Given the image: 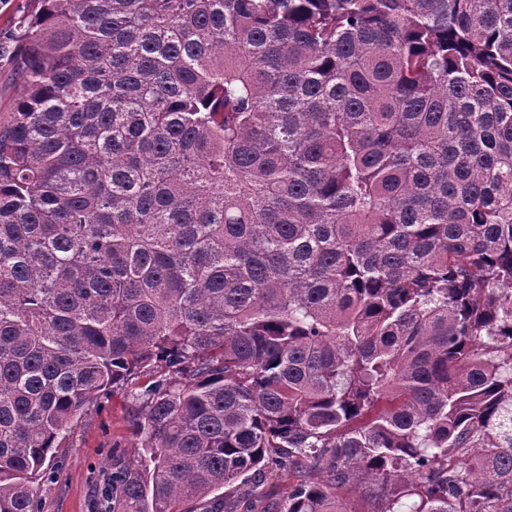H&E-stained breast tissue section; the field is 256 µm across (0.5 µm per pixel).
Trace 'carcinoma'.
Instances as JSON below:
<instances>
[{
    "label": "carcinoma",
    "instance_id": "cac0c4a2",
    "mask_svg": "<svg viewBox=\"0 0 512 512\" xmlns=\"http://www.w3.org/2000/svg\"><path fill=\"white\" fill-rule=\"evenodd\" d=\"M35 4L0 512L159 367L112 512H512V0Z\"/></svg>",
    "mask_w": 512,
    "mask_h": 512
}]
</instances>
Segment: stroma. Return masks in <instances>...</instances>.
I'll use <instances>...</instances> for the list:
<instances>
[{
  "label": "stroma",
  "mask_w": 512,
  "mask_h": 512,
  "mask_svg": "<svg viewBox=\"0 0 512 512\" xmlns=\"http://www.w3.org/2000/svg\"><path fill=\"white\" fill-rule=\"evenodd\" d=\"M146 374L102 396L72 422L56 462L39 482L41 512H96L112 475L113 454L135 459L134 395L152 383Z\"/></svg>",
  "instance_id": "1"
}]
</instances>
